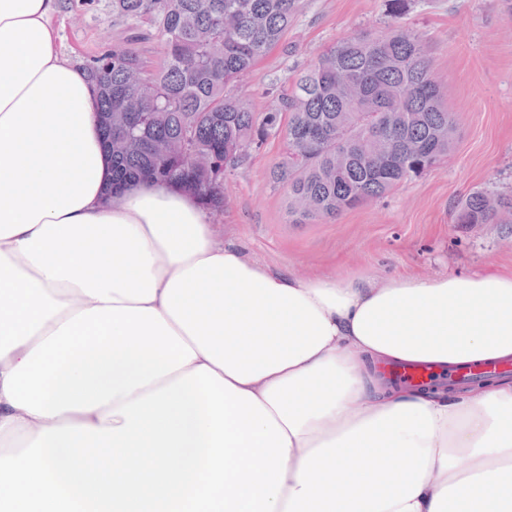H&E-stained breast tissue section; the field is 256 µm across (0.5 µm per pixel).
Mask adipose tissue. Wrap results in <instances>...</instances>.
<instances>
[{
  "label": "adipose tissue",
  "instance_id": "adipose-tissue-1",
  "mask_svg": "<svg viewBox=\"0 0 512 512\" xmlns=\"http://www.w3.org/2000/svg\"><path fill=\"white\" fill-rule=\"evenodd\" d=\"M59 0H0V512H512V269L304 278L180 188L111 193Z\"/></svg>",
  "mask_w": 512,
  "mask_h": 512
}]
</instances>
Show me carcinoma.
I'll use <instances>...</instances> for the list:
<instances>
[{"instance_id": "carcinoma-1", "label": "carcinoma", "mask_w": 512, "mask_h": 512, "mask_svg": "<svg viewBox=\"0 0 512 512\" xmlns=\"http://www.w3.org/2000/svg\"><path fill=\"white\" fill-rule=\"evenodd\" d=\"M112 17L153 27L166 47L147 69L129 47H112L82 67L99 99L101 133L112 154V189L152 180L192 192L214 213L224 208V172L271 135L286 156L272 179L288 186V222L335 218L440 166L454 145L430 48L394 24L353 33L296 77L279 107L260 117L230 94L279 45L298 0H110ZM143 147L127 152L122 140ZM165 140L166 154L149 149ZM205 148L212 163L192 166ZM459 224L512 222V192L479 190L456 205Z\"/></svg>"}]
</instances>
